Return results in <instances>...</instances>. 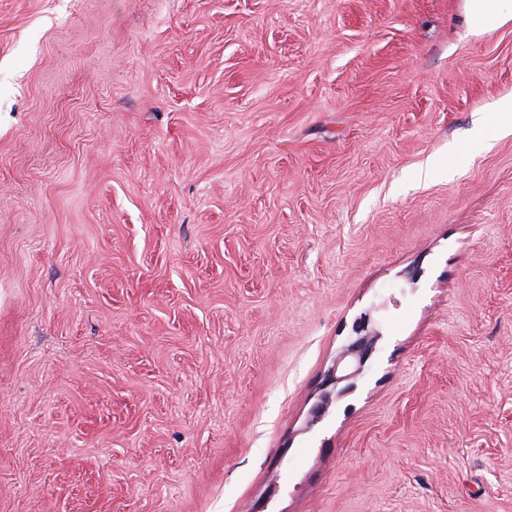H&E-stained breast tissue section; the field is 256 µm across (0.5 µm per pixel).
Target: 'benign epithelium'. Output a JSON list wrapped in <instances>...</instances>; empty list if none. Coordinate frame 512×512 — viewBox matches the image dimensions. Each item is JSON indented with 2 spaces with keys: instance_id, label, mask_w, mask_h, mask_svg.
<instances>
[{
  "instance_id": "benign-epithelium-1",
  "label": "benign epithelium",
  "mask_w": 512,
  "mask_h": 512,
  "mask_svg": "<svg viewBox=\"0 0 512 512\" xmlns=\"http://www.w3.org/2000/svg\"><path fill=\"white\" fill-rule=\"evenodd\" d=\"M378 339L379 334L371 327L370 315L364 314L354 322L352 335L324 376L317 401L311 410L310 425L318 423L334 401L355 388V380L363 373Z\"/></svg>"
}]
</instances>
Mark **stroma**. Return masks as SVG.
I'll use <instances>...</instances> for the list:
<instances>
[{
    "instance_id": "stroma-1",
    "label": "stroma",
    "mask_w": 512,
    "mask_h": 512,
    "mask_svg": "<svg viewBox=\"0 0 512 512\" xmlns=\"http://www.w3.org/2000/svg\"><path fill=\"white\" fill-rule=\"evenodd\" d=\"M506 99L466 0H0V512H512ZM379 334L371 327L370 315H361L352 326V335L336 361L328 369L320 386L316 403L311 410L310 425L318 423L333 403L355 388V380L376 349ZM346 383L340 387V384Z\"/></svg>"
}]
</instances>
